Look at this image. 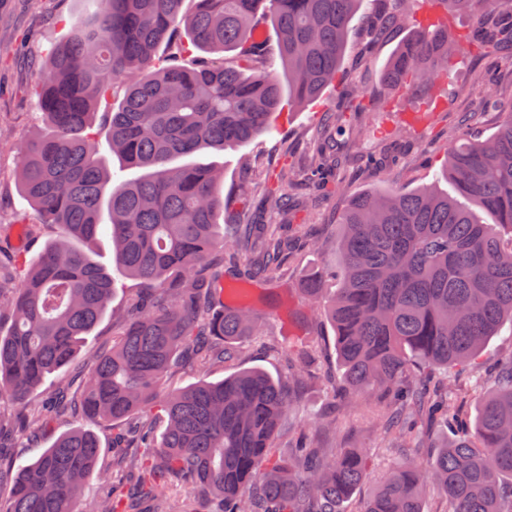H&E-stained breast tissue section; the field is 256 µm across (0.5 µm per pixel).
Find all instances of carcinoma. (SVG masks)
<instances>
[{
	"label": "carcinoma",
	"mask_w": 512,
	"mask_h": 512,
	"mask_svg": "<svg viewBox=\"0 0 512 512\" xmlns=\"http://www.w3.org/2000/svg\"><path fill=\"white\" fill-rule=\"evenodd\" d=\"M43 65L38 97L47 132L20 151L18 189L56 230L6 301L11 326L0 331V397L26 404L50 377L59 384L54 415L80 414L134 439L112 461L133 481L112 486L103 512H203L194 489L213 492L219 512H340L361 482L363 454L319 448L299 429L288 452L276 447L290 408L281 384L259 368L221 381L171 389L179 363L206 371L233 360L238 343L261 328L248 311L224 309V289L209 259L219 248L249 253L274 269L287 241L268 229L217 237L224 169L177 160L242 146L272 130L283 95L303 107L333 84L363 0H99ZM511 13L512 0H438ZM275 30L282 75L247 76L263 56L252 40L259 19ZM184 37L205 53H236L238 66L187 67L158 56ZM465 44L446 29L406 38L383 71L393 88L433 86ZM125 83L119 106L100 125L123 167L141 174L114 181L97 153L98 102ZM444 174L463 201L438 186L354 197L340 224V284L327 304L336 354L352 392L375 387L392 403L387 430L412 435L424 423L448 425L429 474L406 463L361 512H423L427 482L448 512H512V357L491 375L496 391L475 422L448 404L452 393L410 364L460 366L482 388L480 353L512 321V106L496 133L447 151ZM495 218L492 224L478 212ZM109 223L103 224V215ZM107 226L116 269L150 293L125 311L112 347L93 351L79 397L86 336L107 312L113 278L83 245ZM162 419L155 436L144 414ZM100 444L90 430L62 433L18 465L0 466V512H80ZM186 489L173 498V483Z\"/></svg>",
	"instance_id": "1"
}]
</instances>
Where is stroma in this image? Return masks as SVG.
<instances>
[{
  "instance_id": "1",
  "label": "stroma",
  "mask_w": 512,
  "mask_h": 512,
  "mask_svg": "<svg viewBox=\"0 0 512 512\" xmlns=\"http://www.w3.org/2000/svg\"><path fill=\"white\" fill-rule=\"evenodd\" d=\"M95 8L94 0H0V286L6 288L19 283L23 261L36 256L55 234L16 186L19 148L45 129L36 93L38 67L73 24ZM416 29L412 20L378 33L370 23L354 26L341 70L323 100L302 109H282L272 131L247 145L195 157L196 162L224 168L219 191L228 203L225 238H232L242 224L284 223L294 240L293 249L270 274L252 273L241 261L218 264L225 289H236L237 300L257 311L263 327L243 339L237 360L210 371L207 378L218 381L240 369H262L282 379L293 396L287 427L305 425L326 448L363 452L369 467L344 503V512H361L381 480L404 462L429 471L447 430L437 424L404 441L386 434L388 405L378 392H365L354 400L340 396L345 379L335 333L323 310L304 293L305 280L312 271L326 272L325 292L334 293L340 257L333 243L353 195L385 186L410 192L433 183L453 191L452 182L442 178L449 141L462 133L481 140L490 137L503 110L512 105V49L494 55L475 50L460 54L450 74L428 89H383L380 73L385 61ZM490 78L497 98L493 106L483 103ZM353 89L367 92L375 103L366 111L348 114L345 125H337L331 110ZM433 97L438 107L422 122L401 120L402 111L421 109ZM322 156L336 169L326 180L310 181L308 174ZM283 168L297 175L284 215L271 212L267 205ZM139 293L136 281L115 276L112 303L88 336V349L111 346L119 315ZM288 341L317 346L318 361L306 377L289 376L281 351ZM0 417L6 422L0 430V455L6 457L21 455L29 437H37L39 447L46 448L68 428L90 425L80 416L66 423L48 416L33 424L26 421L21 406L7 400H0Z\"/></svg>"
}]
</instances>
